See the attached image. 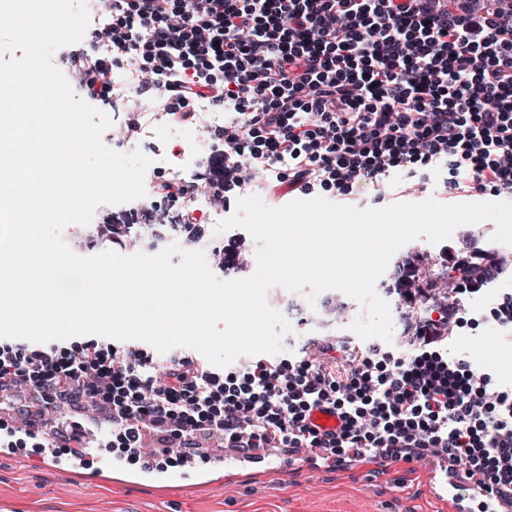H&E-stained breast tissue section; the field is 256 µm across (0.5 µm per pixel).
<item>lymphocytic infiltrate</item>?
I'll return each instance as SVG.
<instances>
[{
	"label": "lymphocytic infiltrate",
	"instance_id": "1",
	"mask_svg": "<svg viewBox=\"0 0 512 512\" xmlns=\"http://www.w3.org/2000/svg\"><path fill=\"white\" fill-rule=\"evenodd\" d=\"M83 39L63 53L88 103L131 96L116 148L149 114L192 128L200 107L223 113L186 178L159 174L136 204L90 225L89 243L121 254L149 238L212 239L211 268L254 265L241 232L212 238L192 199L229 209L249 194H328L341 201L403 176L411 195L441 177L446 194L512 197V0H87ZM512 271V253L465 232L437 253H402L386 282L400 319L397 349L314 343L302 360H259L225 373L190 356L157 369L143 352L86 341L27 351L0 344V398L31 391L46 407L93 403L129 458L153 431L174 448L202 434L239 448L361 450L404 460L440 453L500 494L512 493V394L446 344L467 298ZM336 413L338 429L307 424Z\"/></svg>",
	"mask_w": 512,
	"mask_h": 512
}]
</instances>
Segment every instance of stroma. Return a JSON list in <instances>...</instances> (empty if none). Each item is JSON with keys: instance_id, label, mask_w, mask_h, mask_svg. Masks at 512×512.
<instances>
[{"instance_id": "obj_1", "label": "stroma", "mask_w": 512, "mask_h": 512, "mask_svg": "<svg viewBox=\"0 0 512 512\" xmlns=\"http://www.w3.org/2000/svg\"><path fill=\"white\" fill-rule=\"evenodd\" d=\"M512 296V276H505L472 298L475 325L462 329L448 344L449 357L467 359L502 388L512 387V326L489 315L494 302ZM325 296L307 305L305 292L271 287L268 306L290 325L292 339L283 344L284 359L303 357L312 340L356 341L348 323L327 325L320 320ZM43 453L25 448L19 454L0 453V512H448L433 499L421 471L395 463L376 469L363 462L360 476L327 467L312 474L297 463L288 475L243 462L235 482L223 476L183 490L166 480L130 482L125 474L102 473L86 479L77 472L44 470Z\"/></svg>"}]
</instances>
